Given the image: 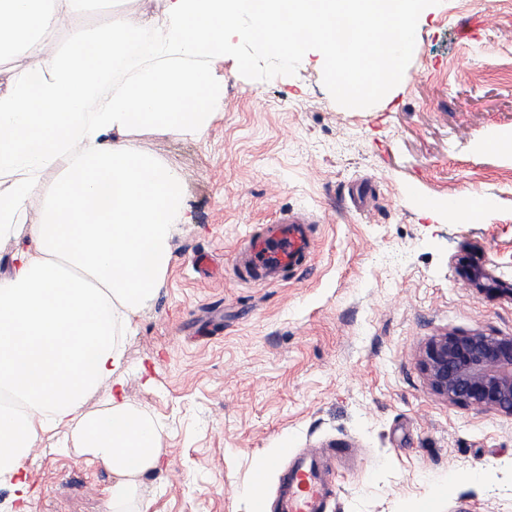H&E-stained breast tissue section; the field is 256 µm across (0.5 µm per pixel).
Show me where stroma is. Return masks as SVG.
<instances>
[{
  "mask_svg": "<svg viewBox=\"0 0 512 512\" xmlns=\"http://www.w3.org/2000/svg\"><path fill=\"white\" fill-rule=\"evenodd\" d=\"M102 16L61 10L40 61ZM251 24L224 28L203 133L129 136L183 174L192 216L124 339L125 399L159 426L148 512H252L268 449L340 442L354 462L336 469L332 512H512V418L439 399L417 361L446 332L512 335V298L458 275L478 246L512 284V0H422L392 85L357 104L319 45L285 65L241 38ZM461 195L475 216L452 215ZM287 208L315 219L309 268L241 282L243 236ZM24 468L30 512H105L111 472L57 439Z\"/></svg>",
  "mask_w": 512,
  "mask_h": 512,
  "instance_id": "1",
  "label": "stroma"
}]
</instances>
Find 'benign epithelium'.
Instances as JSON below:
<instances>
[{
	"mask_svg": "<svg viewBox=\"0 0 512 512\" xmlns=\"http://www.w3.org/2000/svg\"><path fill=\"white\" fill-rule=\"evenodd\" d=\"M460 276L475 286L495 280L477 252L462 266ZM418 364L436 397L512 417V336L445 333L426 343Z\"/></svg>",
	"mask_w": 512,
	"mask_h": 512,
	"instance_id": "obj_1",
	"label": "benign epithelium"
}]
</instances>
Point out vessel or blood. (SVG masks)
Segmentation results:
<instances>
[{"label": "vessel or blood", "mask_w": 512, "mask_h": 512, "mask_svg": "<svg viewBox=\"0 0 512 512\" xmlns=\"http://www.w3.org/2000/svg\"><path fill=\"white\" fill-rule=\"evenodd\" d=\"M310 222L303 212L278 213L259 231L247 233L236 256L238 268L258 284L268 285L306 267L313 253ZM332 474L317 449H305L301 460L282 475L275 512H327Z\"/></svg>", "instance_id": "b4317fda"}]
</instances>
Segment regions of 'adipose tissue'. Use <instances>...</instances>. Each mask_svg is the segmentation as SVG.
<instances>
[{"mask_svg":"<svg viewBox=\"0 0 512 512\" xmlns=\"http://www.w3.org/2000/svg\"><path fill=\"white\" fill-rule=\"evenodd\" d=\"M89 0H0V54L18 75L0 89V238L20 236L12 268L0 275V483L25 512L24 459L41 433L63 430L78 454L115 479L107 512H148L141 479L161 459L158 426L109 394L123 338L151 303L170 263L169 239L189 223L179 171L133 150L134 124L159 132H203L218 98L211 68L224 59V26L254 13V0H164L157 14L113 13L94 30H73L70 48L30 83L29 59L60 10ZM419 0H268L263 24L281 13L282 60L298 30L322 44L344 98L380 93L399 66L397 38ZM60 177L43 191L44 171ZM43 192L40 219L27 206Z\"/></svg>","mask_w":512,"mask_h":512,"instance_id":"obj_1","label":"adipose tissue"}]
</instances>
